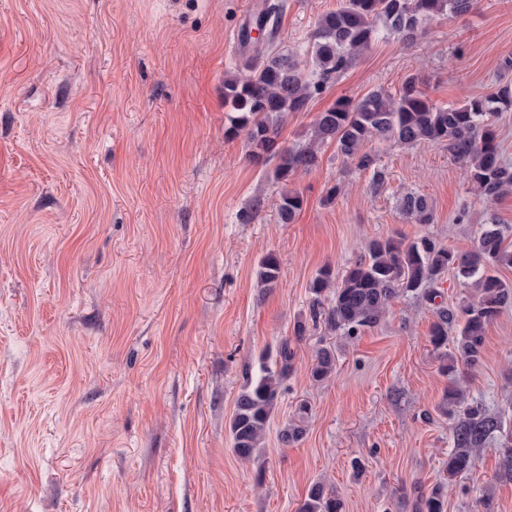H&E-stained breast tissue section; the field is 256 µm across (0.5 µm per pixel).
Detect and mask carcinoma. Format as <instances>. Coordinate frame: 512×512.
I'll use <instances>...</instances> for the list:
<instances>
[{
	"mask_svg": "<svg viewBox=\"0 0 512 512\" xmlns=\"http://www.w3.org/2000/svg\"><path fill=\"white\" fill-rule=\"evenodd\" d=\"M476 4L477 0H342L316 22L308 48L312 69L307 71L298 60L301 51L284 53L275 44L286 8L284 0H266L258 31L266 32L267 37L261 43L254 42L253 53L242 60L249 77L224 76V137L245 135L248 159L255 165L276 161L270 175L285 184L278 203L282 223H291L304 202L302 195L286 187L290 177L299 168L319 166V146L328 143L336 147L337 154L364 170L375 164V158L363 151L369 142L393 141L408 146L444 143L453 159L467 167L470 184L483 200L492 202L512 190V164L501 158L494 121L497 113L512 112V87L508 85L489 95L467 96L459 104L442 106L431 102L415 78L409 77L396 94L376 88L357 100H337L316 115L305 144L288 148L278 142L285 117L305 111L310 100L375 41L394 34L412 43L435 17L463 16ZM401 208L418 224L433 220V210L423 195H405ZM503 266L512 267V249L505 245L500 226L487 224L480 229L474 248L466 253L430 239L411 243L394 236L375 239L367 255L350 266L341 279L325 266L309 285L313 315L324 317L329 332L348 336L377 325L388 303L400 292L430 284L446 270L471 286V297L459 302L457 310L442 308L437 312L429 336L449 380L438 410L453 421V449L447 466L450 479L469 471L474 466V449L496 437L503 461L499 478L512 480V426L505 427L504 421L488 413L481 403L467 402L457 379L459 364L474 367L482 362L486 327L512 307V284L497 275ZM257 278L263 288L276 286L280 278L276 256L269 253L260 260ZM455 322L461 323V328L450 352L448 325ZM294 358V348L285 338L275 356L263 357L258 377H246L229 425L240 459L252 460L263 445ZM335 369V351L322 347L310 376L321 382ZM310 410L307 402L298 405V420L280 433L283 445L302 440L304 418ZM447 506V486L443 483L417 492L411 502L412 512H447ZM298 512H344V503L334 490L315 482Z\"/></svg>",
	"mask_w": 512,
	"mask_h": 512,
	"instance_id": "1",
	"label": "carcinoma"
}]
</instances>
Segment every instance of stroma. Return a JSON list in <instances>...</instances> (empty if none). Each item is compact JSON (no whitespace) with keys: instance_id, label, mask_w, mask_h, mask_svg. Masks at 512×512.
I'll use <instances>...</instances> for the list:
<instances>
[{"instance_id":"1","label":"stroma","mask_w":512,"mask_h":512,"mask_svg":"<svg viewBox=\"0 0 512 512\" xmlns=\"http://www.w3.org/2000/svg\"><path fill=\"white\" fill-rule=\"evenodd\" d=\"M276 42L307 45L340 0H286ZM252 0H0V512H298L310 485L345 512H411L417 487L448 486V512H512L494 441L472 470L446 471L448 386L430 342L439 307L466 295L452 274L393 299L354 336L311 320L309 284L342 273L370 240L429 237L470 250L482 225L512 244V193L485 202L445 144L372 142L385 174L320 148L288 185L224 137L225 73L242 74L236 35ZM512 0L439 16L414 43L390 35L361 53L283 145L307 142L318 112L417 75L431 101L456 104L512 85ZM341 194L325 196L333 185ZM304 198L281 223L283 188ZM426 196L434 220L401 213ZM261 206L242 222L253 200ZM280 263L276 287L260 259ZM294 371L261 458L229 432L245 372L292 338ZM336 349L323 382L310 370ZM468 400L512 421V308L486 329L483 361L461 367ZM309 401L303 439L281 430ZM362 474H354V461ZM258 282L263 288H273L280 278L279 262L273 254H266L259 262ZM336 369V354L331 347L318 350L310 376L317 382L328 379Z\"/></svg>"}]
</instances>
